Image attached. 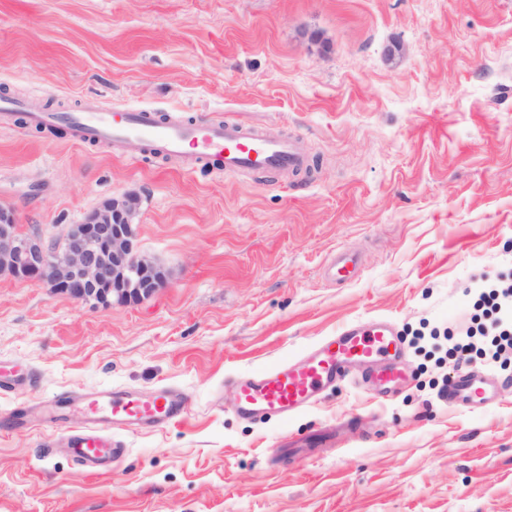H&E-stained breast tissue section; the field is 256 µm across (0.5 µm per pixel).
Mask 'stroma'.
<instances>
[{
    "label": "stroma",
    "mask_w": 512,
    "mask_h": 512,
    "mask_svg": "<svg viewBox=\"0 0 512 512\" xmlns=\"http://www.w3.org/2000/svg\"><path fill=\"white\" fill-rule=\"evenodd\" d=\"M399 44L395 58L386 49ZM0 99L261 124L296 172L73 143L0 120V205L48 236L135 194L169 281L93 306L0 278V512H512V356L496 400L448 406L467 286L512 280V0H0ZM359 259L328 279L336 253ZM394 326L393 400L342 383L240 418L233 377L342 324ZM177 389L181 422L128 431L91 475L54 442L59 393Z\"/></svg>",
    "instance_id": "35a3bbf8"
}]
</instances>
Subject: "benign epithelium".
<instances>
[{"mask_svg":"<svg viewBox=\"0 0 512 512\" xmlns=\"http://www.w3.org/2000/svg\"><path fill=\"white\" fill-rule=\"evenodd\" d=\"M137 209V196L113 197L47 237L36 225L22 229L14 210L0 205V276L41 281L55 294L105 307L141 302L168 277L140 255Z\"/></svg>","mask_w":512,"mask_h":512,"instance_id":"7a95c632","label":"benign epithelium"}]
</instances>
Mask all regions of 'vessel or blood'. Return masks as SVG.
<instances>
[{
    "mask_svg": "<svg viewBox=\"0 0 512 512\" xmlns=\"http://www.w3.org/2000/svg\"><path fill=\"white\" fill-rule=\"evenodd\" d=\"M36 123L66 120L75 140L106 139L120 144L136 141L168 155L180 158L186 166L212 160L228 172L241 170L302 169L306 156L297 145L283 136L255 126L244 128L228 122L160 121L143 112L93 111L34 112ZM397 341L383 321L366 325L351 322L341 325L306 358L267 368L248 377L235 378L238 391L237 413L245 418L276 416L287 420L316 404L325 391L345 379L352 366L372 365L373 379L382 395H389L396 376L388 363ZM493 398V385L481 371L464 368L448 386L449 405L480 408ZM57 409L83 407L90 417L84 431L67 435L66 448L81 466H111L121 455L113 431L176 422L187 413L185 400L162 388L149 396L124 391H109L91 396L57 394L49 399Z\"/></svg>",
    "mask_w": 512,
    "mask_h": 512,
    "instance_id": "1",
    "label": "vessel or blood"
}]
</instances>
